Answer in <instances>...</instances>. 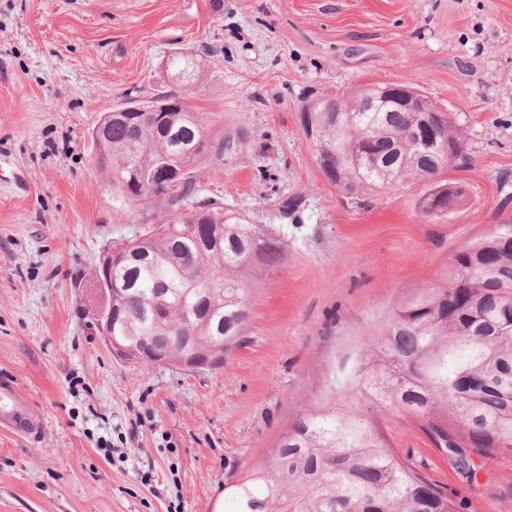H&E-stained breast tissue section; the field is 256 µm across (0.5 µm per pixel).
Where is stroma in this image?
<instances>
[{
  "label": "stroma",
  "mask_w": 512,
  "mask_h": 512,
  "mask_svg": "<svg viewBox=\"0 0 512 512\" xmlns=\"http://www.w3.org/2000/svg\"><path fill=\"white\" fill-rule=\"evenodd\" d=\"M178 52L200 64L191 83L174 81ZM388 83L459 114L473 162L444 177L462 207L421 218V181L358 204L322 174L303 105ZM169 91L230 143L187 209L267 225L287 249L217 369L117 359L94 327L102 254L166 208L115 194L90 135ZM0 166V379L40 426L0 423V512H230L244 469L350 396L394 304L512 225V0H0ZM369 414L462 512H512V449L469 480L416 424Z\"/></svg>",
  "instance_id": "stroma-1"
}]
</instances>
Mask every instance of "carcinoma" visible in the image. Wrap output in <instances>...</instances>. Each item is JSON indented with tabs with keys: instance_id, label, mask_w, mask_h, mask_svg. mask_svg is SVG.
I'll return each mask as SVG.
<instances>
[{
	"instance_id": "cac0c4a2",
	"label": "carcinoma",
	"mask_w": 512,
	"mask_h": 512,
	"mask_svg": "<svg viewBox=\"0 0 512 512\" xmlns=\"http://www.w3.org/2000/svg\"><path fill=\"white\" fill-rule=\"evenodd\" d=\"M171 65L177 76L196 75L190 55ZM158 133L139 115L112 124L102 139L92 137L96 160L112 190L131 203L167 199L179 211L195 193L188 181L169 191L159 171L195 167L208 154L224 155V142L207 139L200 113L185 106L168 113ZM302 129L320 170L351 199L382 193L410 181H427L431 197L420 207L428 217L464 201L463 190L438 175L471 163L466 131L455 112H438L434 130L448 144L438 160L417 152L407 132L414 112H303ZM221 233V248L209 241ZM282 242L262 224H244L222 211L202 208L200 220L175 217L143 236L112 266V294L121 321L112 335L138 361L143 342L170 350V366L182 356L179 340L192 337L217 361L243 342L254 272H270L284 260ZM207 294L209 316L187 323V310ZM166 319L151 316L155 301ZM512 234H494L470 251L456 253L440 283L398 301L381 332L368 337L367 362L351 389L384 409H395L421 425L441 453L458 437L489 457L512 448ZM229 495L231 512H458L445 489L390 448L383 432L352 405L333 404L299 421L270 459L246 469Z\"/></svg>"
}]
</instances>
